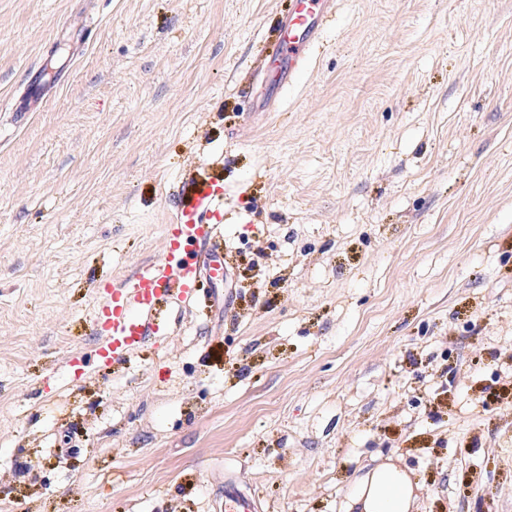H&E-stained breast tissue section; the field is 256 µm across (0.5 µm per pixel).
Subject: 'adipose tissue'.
<instances>
[{
    "label": "adipose tissue",
    "instance_id": "ef3b65f1",
    "mask_svg": "<svg viewBox=\"0 0 512 512\" xmlns=\"http://www.w3.org/2000/svg\"><path fill=\"white\" fill-rule=\"evenodd\" d=\"M350 504L362 512H411L414 486L406 471L391 463L381 464L356 480Z\"/></svg>",
    "mask_w": 512,
    "mask_h": 512
}]
</instances>
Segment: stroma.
<instances>
[{"label":"stroma","mask_w":512,"mask_h":512,"mask_svg":"<svg viewBox=\"0 0 512 512\" xmlns=\"http://www.w3.org/2000/svg\"><path fill=\"white\" fill-rule=\"evenodd\" d=\"M291 7L0 0V512H512V0H338L258 112ZM193 177L224 277L88 371ZM414 486L403 469L392 463L376 466L356 480L350 490V509L358 512H411Z\"/></svg>","instance_id":"obj_1"}]
</instances>
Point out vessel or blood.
<instances>
[{
    "instance_id": "1",
    "label": "vessel or blood",
    "mask_w": 512,
    "mask_h": 512,
    "mask_svg": "<svg viewBox=\"0 0 512 512\" xmlns=\"http://www.w3.org/2000/svg\"><path fill=\"white\" fill-rule=\"evenodd\" d=\"M335 12L336 0H294L293 10L281 26L278 66L268 79L270 86L282 90L296 83ZM223 199L224 188L218 183H195L191 196L175 205L176 234L164 257L140 263L106 290L98 361H126L159 331L156 311L160 301L195 293L200 270L183 250L212 238L216 225L224 221Z\"/></svg>"
}]
</instances>
